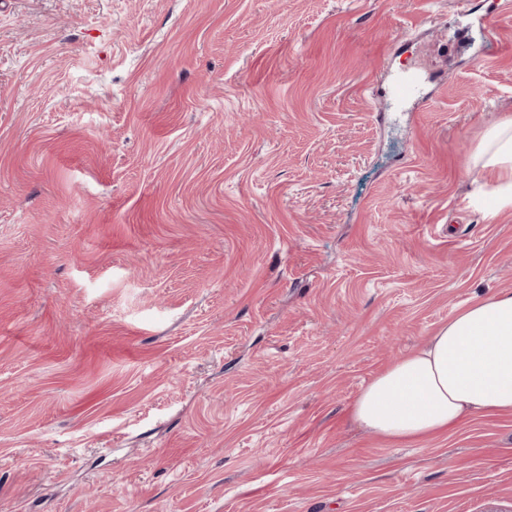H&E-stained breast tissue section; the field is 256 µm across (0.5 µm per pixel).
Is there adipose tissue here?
Returning <instances> with one entry per match:
<instances>
[{
  "instance_id": "ef3b65f1",
  "label": "adipose tissue",
  "mask_w": 512,
  "mask_h": 512,
  "mask_svg": "<svg viewBox=\"0 0 512 512\" xmlns=\"http://www.w3.org/2000/svg\"><path fill=\"white\" fill-rule=\"evenodd\" d=\"M512 204V119L489 128L472 155ZM349 412L377 436L411 443L475 415L512 414V291L455 308L428 342L373 376Z\"/></svg>"
}]
</instances>
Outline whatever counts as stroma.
<instances>
[{
    "mask_svg": "<svg viewBox=\"0 0 512 512\" xmlns=\"http://www.w3.org/2000/svg\"><path fill=\"white\" fill-rule=\"evenodd\" d=\"M498 2L0 0V512L512 507V415L347 413L512 291ZM387 94L395 107H401L411 101L424 105L428 100L420 95L419 80L410 70L401 71L393 79L387 89ZM474 168L490 172L499 184L496 191L505 206L512 203V119L489 128L472 155Z\"/></svg>",
    "mask_w": 512,
    "mask_h": 512,
    "instance_id": "obj_1",
    "label": "stroma"
}]
</instances>
